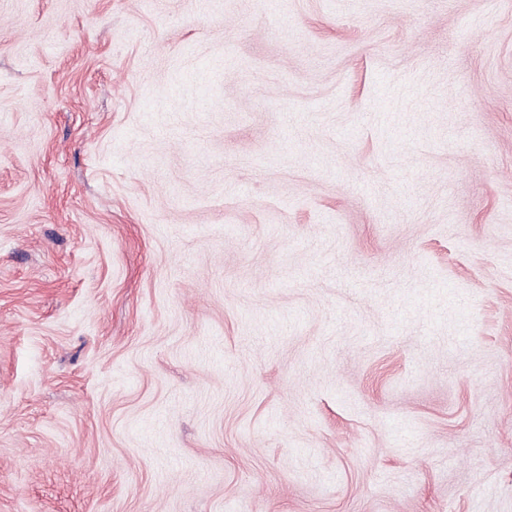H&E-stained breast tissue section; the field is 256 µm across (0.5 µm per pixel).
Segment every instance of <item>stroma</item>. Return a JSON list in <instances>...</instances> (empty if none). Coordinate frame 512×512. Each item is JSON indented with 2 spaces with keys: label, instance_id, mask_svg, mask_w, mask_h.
Listing matches in <instances>:
<instances>
[{
  "label": "stroma",
  "instance_id": "obj_1",
  "mask_svg": "<svg viewBox=\"0 0 512 512\" xmlns=\"http://www.w3.org/2000/svg\"><path fill=\"white\" fill-rule=\"evenodd\" d=\"M0 512H512V0H0Z\"/></svg>",
  "mask_w": 512,
  "mask_h": 512
}]
</instances>
